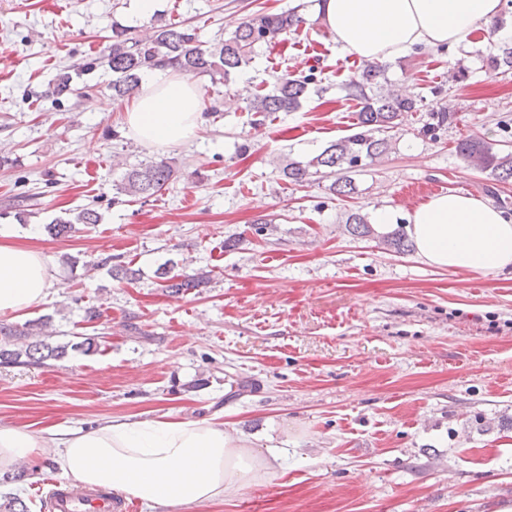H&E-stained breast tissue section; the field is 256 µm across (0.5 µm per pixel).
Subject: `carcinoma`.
<instances>
[{"label": "carcinoma", "instance_id": "obj_1", "mask_svg": "<svg viewBox=\"0 0 512 512\" xmlns=\"http://www.w3.org/2000/svg\"><path fill=\"white\" fill-rule=\"evenodd\" d=\"M306 7L302 3L280 13L256 12L241 22L233 35L222 42L204 45L195 29L182 24H164L154 27L152 34L138 39L129 36L125 29L112 30V43L104 48L100 56L78 65L90 71L97 64L105 63L112 70V96L132 97L140 88L141 74L147 69L170 68L186 76H208L231 82L249 64L254 48L270 45L279 38L295 33L308 19L301 13ZM489 65L503 73L512 72V44L498 47V52L489 57ZM389 64L365 60L357 76L345 86L346 96L361 104L358 125L365 128L350 136L327 145L321 152L306 160H288L280 168L288 182L300 184L313 177L333 178L329 190L340 196L356 192L352 174L372 164L387 152L390 140L378 137L397 126L399 117L405 112L420 110L421 100L384 87L387 83ZM315 74L302 77L285 75L278 79L268 92L258 93L250 105V111L260 115L254 124H262V117L273 112H297L308 97L309 86ZM78 88L73 84L69 72L57 75L51 94L59 97L74 94ZM430 122L426 132H434L453 124L454 114L446 111L429 113ZM455 153L464 163L482 172H489L490 180L499 183L512 181V152L494 148V144L480 136H469L457 142ZM175 171L165 161H142L123 174L117 190L128 196L151 198L174 180ZM100 216L93 209L81 210L75 219L62 217L52 221L55 235L62 236L72 229V224H97ZM345 225L355 237L371 234L369 217L359 211L348 214ZM165 290L179 296L201 288L209 283L211 272L201 270L188 275H169L160 272ZM51 320L38 318L23 325L0 323V364H40L47 359L61 358L68 346L48 342L47 329Z\"/></svg>", "mask_w": 512, "mask_h": 512}]
</instances>
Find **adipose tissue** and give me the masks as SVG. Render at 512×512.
I'll return each mask as SVG.
<instances>
[{
	"label": "adipose tissue",
	"mask_w": 512,
	"mask_h": 512,
	"mask_svg": "<svg viewBox=\"0 0 512 512\" xmlns=\"http://www.w3.org/2000/svg\"><path fill=\"white\" fill-rule=\"evenodd\" d=\"M501 0H322L321 18L346 53L379 61L421 45L467 42L499 13ZM131 131L149 146L192 138L201 123L198 87L167 69L142 75L126 111ZM405 231L425 263L465 272L512 269V218L494 201L449 192L406 216ZM55 280L43 253L0 243V315L44 302ZM41 457L64 477L135 498L156 512L234 495L265 473V464L217 418L115 416L91 430L0 426V472Z\"/></svg>",
	"instance_id": "obj_1"
}]
</instances>
